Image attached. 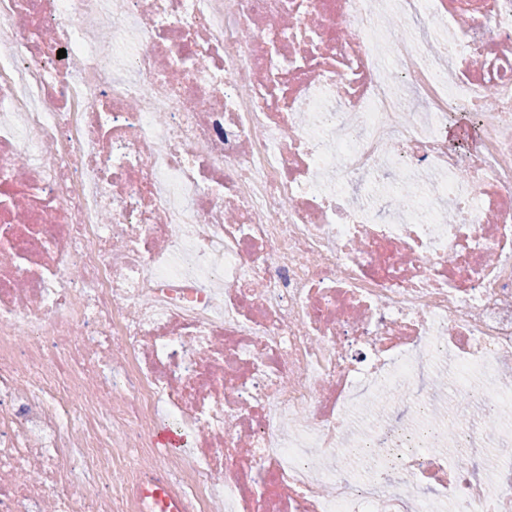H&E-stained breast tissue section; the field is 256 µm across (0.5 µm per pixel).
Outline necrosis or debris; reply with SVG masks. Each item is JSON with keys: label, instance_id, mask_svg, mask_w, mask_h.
<instances>
[{"label": "necrosis or debris", "instance_id": "1", "mask_svg": "<svg viewBox=\"0 0 512 512\" xmlns=\"http://www.w3.org/2000/svg\"><path fill=\"white\" fill-rule=\"evenodd\" d=\"M509 371L512 0H0V512H512Z\"/></svg>", "mask_w": 512, "mask_h": 512}]
</instances>
